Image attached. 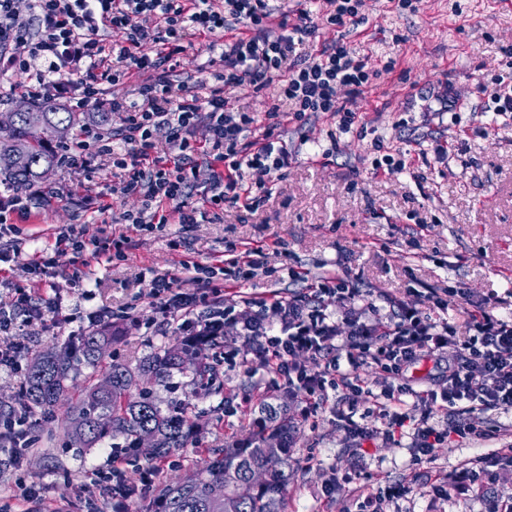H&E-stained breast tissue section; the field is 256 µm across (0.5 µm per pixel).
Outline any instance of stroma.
I'll use <instances>...</instances> for the list:
<instances>
[{
  "label": "stroma",
  "mask_w": 512,
  "mask_h": 512,
  "mask_svg": "<svg viewBox=\"0 0 512 512\" xmlns=\"http://www.w3.org/2000/svg\"><path fill=\"white\" fill-rule=\"evenodd\" d=\"M360 13L362 23L346 31L344 43L380 72L351 104L366 131L336 133L333 119L324 115L305 123L283 122L284 140L301 147L288 168L262 176L261 202L254 210L228 203L221 221L189 229L169 224L155 236L134 237L124 261L92 263L84 284L76 281L67 254L34 276L25 258L52 244L57 232L118 217L127 206L112 195L108 211L98 213L84 187L99 180L92 167L54 168L42 187L63 188L64 200L20 223L23 259L0 274V300L9 301L14 285H33L43 316L0 333V348L18 344L30 356L61 347L85 332L87 312L107 307L121 333L111 348L112 359L136 365L177 340L173 330L161 329L160 315L147 303L151 274L174 275L176 288L195 292L197 284L182 271V261L211 262L232 243L266 247L267 264L255 278L225 291L228 305L243 295L269 298L302 291V284L291 283L284 273L287 265L311 281L336 271L371 290L380 306L392 297L415 303L428 289L458 283L475 300L506 297L512 291V126H490L483 112L489 98L477 81L507 70L502 49L512 45V9L499 0H423L413 14L390 9L386 0H365ZM390 59L395 68L384 71ZM447 82L460 109L456 120L438 128L440 142L452 148L444 163L434 152H420L414 131L439 109L435 94ZM377 135L385 151L405 152L407 170L372 175ZM178 236L186 242L180 252L169 247ZM229 333L239 339L234 358H225L220 346L209 351L218 362L223 396L254 408L264 401L287 405L297 428L291 449L297 476L288 487V512H356V486L346 480L355 461L351 441L331 415L304 418L300 395L284 388L264 393L270 375L259 364L255 343L240 336L238 327ZM188 382L177 375L154 388L161 404L187 403L202 442L198 448L177 449L170 466L156 476L159 485L200 469L208 449L223 447L225 437L250 429V418L216 415L220 398L195 397ZM56 413L53 419L33 416L29 434L34 445L19 466L0 465V506L11 503L22 480L43 487L47 498L74 501L78 512H115L118 501L111 486L94 483L97 472L112 464L111 444L71 448L60 428L65 410ZM497 449L494 442L455 441L419 465L406 437L370 450L363 466L365 474L381 478L384 485L414 484L405 497L384 498L382 512H488L494 500L512 494V472L448 500L434 494L430 477L454 475ZM329 485L334 488L330 494L325 491ZM88 487L91 498L81 499Z\"/></svg>",
  "instance_id": "stroma-1"
}]
</instances>
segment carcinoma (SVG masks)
<instances>
[{
	"label": "carcinoma",
	"instance_id": "carcinoma-1",
	"mask_svg": "<svg viewBox=\"0 0 512 512\" xmlns=\"http://www.w3.org/2000/svg\"><path fill=\"white\" fill-rule=\"evenodd\" d=\"M33 120L41 127L38 137L29 132ZM110 121V112H70L50 100L29 105V111L16 113L9 136L0 139V184L19 191L44 180L45 170L60 162L55 154L63 141L58 127L65 126L69 134L76 135L85 124L104 126ZM114 341L109 325L35 355L26 365L23 389L9 403L0 405V424L38 412L53 416L58 400L74 387L81 370L97 367ZM200 351L198 346L179 343L154 353L135 368L110 363L106 371L112 376V386L101 389L95 380L86 381L61 421L64 434L83 441L88 448L117 439L127 448H136L141 432L150 430L157 443L152 460L165 459L174 450L187 447L197 438L195 423L182 404L161 406L153 386L180 373L189 375L192 394H221L215 366L208 357L199 355ZM186 357L197 358L194 368L183 367ZM261 412L264 428L232 437L231 443L213 450L206 465L193 476L162 485L151 512H286L285 497L296 474L290 455L295 426L284 406L263 404ZM273 441L279 448L271 454L267 445ZM255 470L262 472L263 481L248 497H240L238 487Z\"/></svg>",
	"mask_w": 512,
	"mask_h": 512
}]
</instances>
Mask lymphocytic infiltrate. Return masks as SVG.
I'll return each instance as SVG.
<instances>
[{"mask_svg":"<svg viewBox=\"0 0 512 512\" xmlns=\"http://www.w3.org/2000/svg\"><path fill=\"white\" fill-rule=\"evenodd\" d=\"M362 0H0V73L25 80L14 91L28 101L63 102L82 112L105 99L108 87L128 84L130 95L109 99L120 120L111 137L93 129L62 144L68 164L97 162L112 174L98 192L99 211L118 193L137 205L118 218L121 230L70 228L53 250L28 261L32 274L68 254L81 265L90 260L125 259L132 246L125 226L149 236L171 223L219 220L225 203L254 209L258 196L245 182L249 171L278 172L290 154L276 124L280 102L296 120L326 114L349 133L356 114L349 106L379 75L342 40L315 54H297L319 27L358 25ZM111 42H104L103 33ZM199 44L209 59L197 78L178 73L188 45ZM275 89L268 123L254 113L228 106L231 94L258 96ZM207 136L195 138L198 128ZM177 147L172 157L155 155L159 142ZM223 166L213 174L209 193L193 198L198 157ZM64 198L60 189L35 195L0 194V238L16 236L17 224L33 211ZM263 247L225 251L210 264L184 262L200 283L199 292L176 291L167 275L151 279L150 296L164 322L174 323L187 342L226 339L229 322H241L256 337L260 362L273 376L272 388L300 393L306 415L333 414L340 428L368 454L378 442L411 438L416 463L431 461L436 448L452 439L503 441L506 428L489 419L492 411H512V318L496 313V297L471 300L463 284L431 290L422 304L396 302L382 313L361 288L334 271L309 285L305 297L276 298L260 313L237 314L225 306L226 288L242 285L264 269ZM465 300V330L445 319L450 298ZM425 360L439 370L416 387L412 370ZM368 367L375 382L358 373ZM381 424L356 420L357 405ZM419 414L406 412V402ZM447 423L432 424V413ZM512 466V448L480 459L455 481L440 477L434 493L450 497L454 488L477 484Z\"/></svg>","mask_w":512,"mask_h":512,"instance_id":"lymphocytic-infiltrate-1","label":"lymphocytic infiltrate"}]
</instances>
